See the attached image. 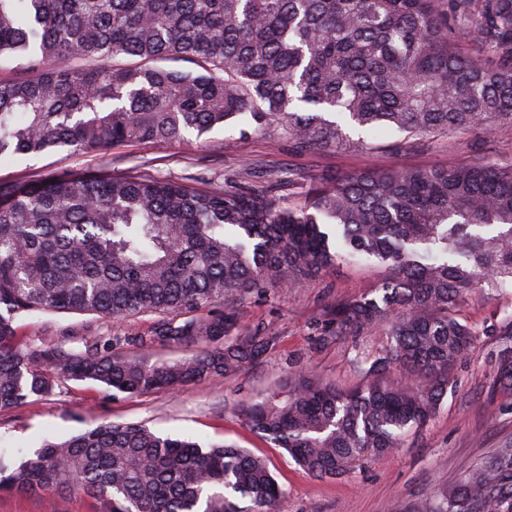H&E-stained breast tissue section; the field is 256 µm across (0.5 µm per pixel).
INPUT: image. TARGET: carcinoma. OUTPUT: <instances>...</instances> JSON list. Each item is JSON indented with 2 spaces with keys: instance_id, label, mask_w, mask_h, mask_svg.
Returning <instances> with one entry per match:
<instances>
[{
  "instance_id": "cac0c4a2",
  "label": "carcinoma",
  "mask_w": 512,
  "mask_h": 512,
  "mask_svg": "<svg viewBox=\"0 0 512 512\" xmlns=\"http://www.w3.org/2000/svg\"><path fill=\"white\" fill-rule=\"evenodd\" d=\"M3 55L26 75L0 81V161L232 124L244 135L276 125L305 150L352 129L409 139L512 126V0H0ZM174 58L198 70L161 65ZM340 262L390 271L315 322L324 345L387 325L361 361L365 382L296 372L239 408L319 478L426 428L452 369L475 354L478 331L457 311L474 288H512V167L483 155L324 176L286 206L272 187L197 189L105 167L0 182V410L68 381L140 396L241 374L277 341L243 323V296L299 288ZM65 312L160 319L149 336L80 347L19 338L21 318ZM495 335V381L512 394V316ZM152 345L192 354H137ZM47 492L95 498L102 512H273L283 496L243 449L111 422L20 462L0 454V493ZM421 510L512 512V444Z\"/></svg>"
}]
</instances>
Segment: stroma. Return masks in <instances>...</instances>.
Instances as JSON below:
<instances>
[{"mask_svg":"<svg viewBox=\"0 0 512 512\" xmlns=\"http://www.w3.org/2000/svg\"><path fill=\"white\" fill-rule=\"evenodd\" d=\"M393 136L351 138L346 146L313 152L299 150L279 128L239 135L219 128L206 141L136 142L103 153L65 151L21 155L0 162V180L60 173L72 169L111 168L116 173L148 174L201 187L232 190L277 185V198L288 201L283 180L309 183L317 176L458 164L478 154L512 163V126L471 130L453 136L434 134L397 148ZM388 276L386 268L352 265L334 268L301 288H268L248 294L241 310L245 323L276 334L275 349L251 370L172 391L137 397L112 395L92 382L70 381L52 395L0 410V451L28 459L43 440L65 439L92 421L141 423L171 436L189 435L202 442L232 443L264 458L283 490L274 512H415L439 488L458 480L495 448L512 443V394L494 386L490 357L497 348L490 330L512 310V289L479 288L469 292L459 310L481 328L477 353L455 372L456 384L418 438L347 476L319 479L305 472L283 449L252 432L238 414L245 401L276 391L290 371L330 380L340 388L362 384L357 358L379 350L385 336L375 329L365 336L317 346L314 321L340 299L362 295ZM156 314L144 313L111 324L91 314L44 313L21 321L27 338L61 340L96 332L145 336ZM0 512H99L84 495L1 494Z\"/></svg>","mask_w":512,"mask_h":512,"instance_id":"stroma-1","label":"stroma"}]
</instances>
